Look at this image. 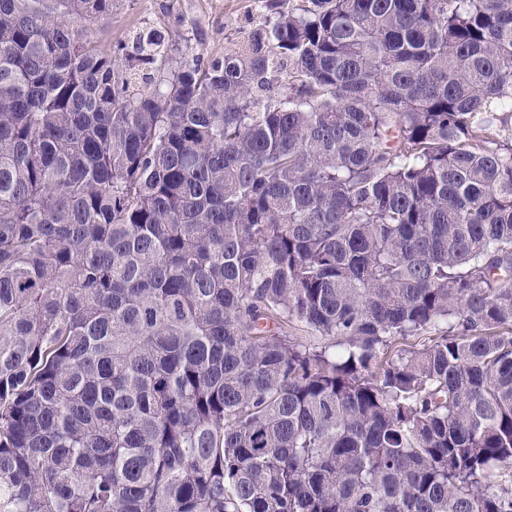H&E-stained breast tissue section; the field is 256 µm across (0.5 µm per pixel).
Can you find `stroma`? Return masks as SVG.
I'll return each mask as SVG.
<instances>
[{"instance_id": "obj_1", "label": "stroma", "mask_w": 512, "mask_h": 512, "mask_svg": "<svg viewBox=\"0 0 512 512\" xmlns=\"http://www.w3.org/2000/svg\"><path fill=\"white\" fill-rule=\"evenodd\" d=\"M260 21L255 0H122L111 17L95 25L106 44L129 40L142 30L168 33L175 61L205 51L216 55L250 32Z\"/></svg>"}]
</instances>
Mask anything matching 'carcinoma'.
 <instances>
[{
  "label": "carcinoma",
  "mask_w": 512,
  "mask_h": 512,
  "mask_svg": "<svg viewBox=\"0 0 512 512\" xmlns=\"http://www.w3.org/2000/svg\"><path fill=\"white\" fill-rule=\"evenodd\" d=\"M118 2L0 0V512H512V0ZM112 18L94 26L104 44L129 40L142 30L169 34L174 61L191 59L203 50L223 54L260 22L256 0H119Z\"/></svg>",
  "instance_id": "obj_1"
}]
</instances>
